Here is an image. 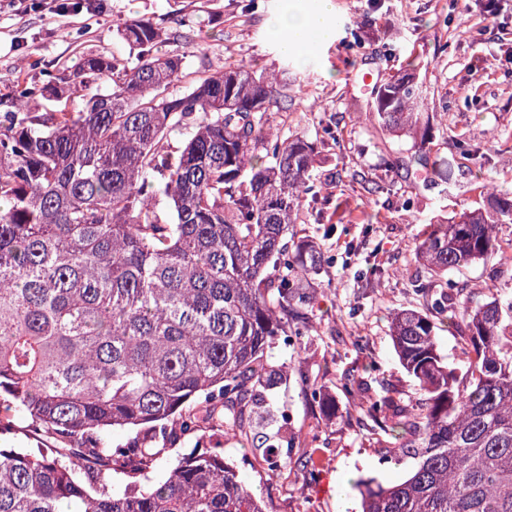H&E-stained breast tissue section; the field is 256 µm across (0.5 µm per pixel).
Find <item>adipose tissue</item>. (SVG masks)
I'll return each mask as SVG.
<instances>
[{"label":"adipose tissue","instance_id":"ef3b65f1","mask_svg":"<svg viewBox=\"0 0 512 512\" xmlns=\"http://www.w3.org/2000/svg\"><path fill=\"white\" fill-rule=\"evenodd\" d=\"M334 11L333 0H315L311 8L275 13L268 17L267 22L272 28L287 33L284 51L303 64L307 61L305 47L310 36H318L323 41L334 39Z\"/></svg>","mask_w":512,"mask_h":512}]
</instances>
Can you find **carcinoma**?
Instances as JSON below:
<instances>
[{
    "label": "carcinoma",
    "instance_id": "obj_1",
    "mask_svg": "<svg viewBox=\"0 0 512 512\" xmlns=\"http://www.w3.org/2000/svg\"><path fill=\"white\" fill-rule=\"evenodd\" d=\"M117 35L135 63L90 54L0 96V431L21 411L48 444L0 445V512H264L222 453L152 473L206 432L261 449L271 473L287 465L281 431L257 428L283 412L288 379L268 354L313 330L304 281L324 257L290 228L317 195V146L272 128L270 111L288 108L278 78L234 64L171 92L185 56L158 45L189 34L136 18ZM71 98L72 112L31 106ZM371 109L427 168L438 113L413 79L380 81ZM498 224H512V198L428 224L415 246V287L440 292L394 312L390 336L420 402L341 384L382 432V462L415 460L386 486L359 478L361 512H512V298L473 308L452 278L512 259ZM445 321L464 336L462 374L438 341ZM114 429L133 435L114 446Z\"/></svg>",
    "mask_w": 512,
    "mask_h": 512
}]
</instances>
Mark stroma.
<instances>
[{
    "label": "stroma",
    "instance_id": "1",
    "mask_svg": "<svg viewBox=\"0 0 512 512\" xmlns=\"http://www.w3.org/2000/svg\"><path fill=\"white\" fill-rule=\"evenodd\" d=\"M0 0V94L8 80L42 70L72 67L82 54H132L117 38L126 19L143 16L174 30L173 14L193 13L199 0ZM301 0H210L209 12L186 45L182 90L232 64L277 74L292 99L273 111L274 127L316 141L320 160L312 173L323 186L307 199L295 227L298 240L318 246L326 263L308 283L319 302L314 330L302 347L276 348L272 361L288 362V383L278 395L297 440L278 475L258 463L254 448L215 434L180 440L177 456L199 447L223 452L261 498L266 512H357L354 482L403 478L413 459L380 464L366 421L339 392L342 378L360 374L369 362L378 371L372 390L387 391L404 404L422 397L394 351L390 321L399 309L424 310L411 282L418 266L413 246L425 224L486 207L485 186L512 196V0H334L336 39L318 43L307 65L284 55L281 32L267 24L271 13ZM413 74L437 104L448 107L451 140H439L441 156L456 161V182L444 186L413 166L383 172L381 149L400 151L383 140L366 110L368 91L359 75ZM473 303L490 293L512 296V261L497 257L456 274ZM322 388V402L307 393L305 379ZM335 409L325 424L324 409ZM314 463L316 480L304 468Z\"/></svg>",
    "mask_w": 512,
    "mask_h": 512
}]
</instances>
